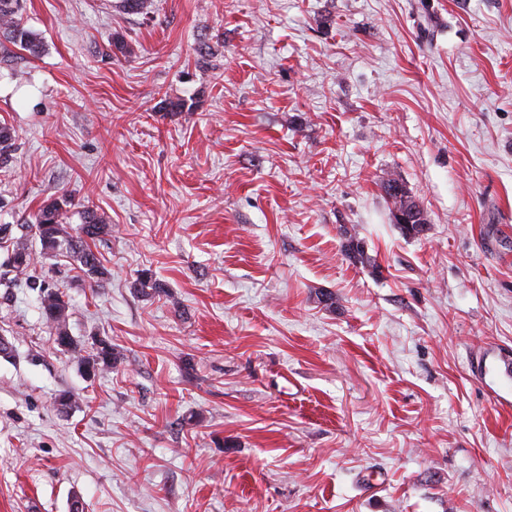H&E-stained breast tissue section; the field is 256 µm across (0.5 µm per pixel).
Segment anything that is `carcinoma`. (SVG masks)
<instances>
[{
	"instance_id": "cac0c4a2",
	"label": "carcinoma",
	"mask_w": 512,
	"mask_h": 512,
	"mask_svg": "<svg viewBox=\"0 0 512 512\" xmlns=\"http://www.w3.org/2000/svg\"><path fill=\"white\" fill-rule=\"evenodd\" d=\"M118 8L126 13L148 15L152 12V0H119ZM23 0H0V39L32 56L40 53L41 42L36 35L21 23ZM16 135L7 124H0V166L11 161L15 151ZM381 189L392 202L401 208L411 201L406 189L398 180L387 178ZM80 224L73 228L68 223L67 212L57 200H50L39 207L30 224H0V243L12 245L8 266L18 275L26 274L39 258L62 256L73 261L94 286L100 288L109 279L110 272L103 265L91 244L112 233V225L93 208L79 212ZM347 251L351 260L363 266L374 265L364 246L354 236H349ZM132 287L145 295L163 292V288L152 276L144 272L132 283ZM40 308L46 321L55 331V343L60 350L76 360L83 374L91 377L112 370L118 352L112 342L95 337L86 348L69 332L70 307L63 292L44 282L40 285Z\"/></svg>"
}]
</instances>
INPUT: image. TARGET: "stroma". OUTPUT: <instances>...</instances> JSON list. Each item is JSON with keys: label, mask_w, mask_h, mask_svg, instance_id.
I'll list each match as a JSON object with an SVG mask.
<instances>
[{"label": "stroma", "mask_w": 512, "mask_h": 512, "mask_svg": "<svg viewBox=\"0 0 512 512\" xmlns=\"http://www.w3.org/2000/svg\"><path fill=\"white\" fill-rule=\"evenodd\" d=\"M114 3L0 45V224L106 216L104 287L40 265L121 354L85 376L0 287V512H512V0Z\"/></svg>", "instance_id": "stroma-1"}]
</instances>
